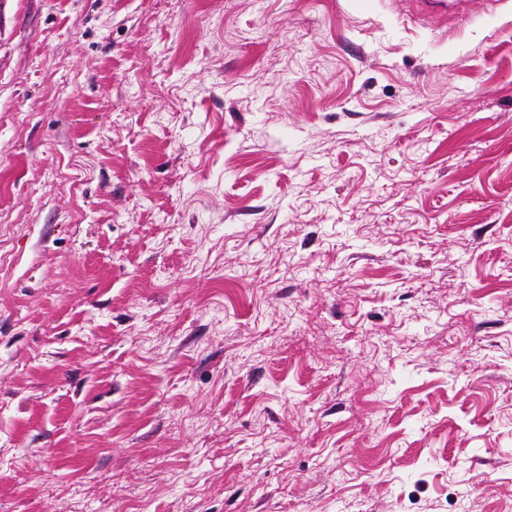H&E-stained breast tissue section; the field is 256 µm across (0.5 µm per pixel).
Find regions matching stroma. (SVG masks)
<instances>
[{"instance_id":"stroma-1","label":"stroma","mask_w":512,"mask_h":512,"mask_svg":"<svg viewBox=\"0 0 512 512\" xmlns=\"http://www.w3.org/2000/svg\"><path fill=\"white\" fill-rule=\"evenodd\" d=\"M0 512H512V0H0Z\"/></svg>"}]
</instances>
